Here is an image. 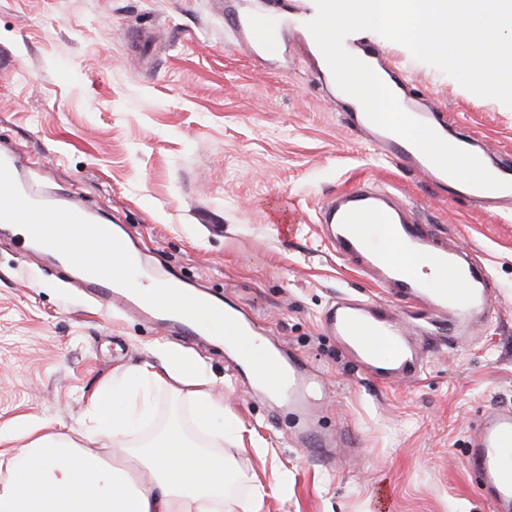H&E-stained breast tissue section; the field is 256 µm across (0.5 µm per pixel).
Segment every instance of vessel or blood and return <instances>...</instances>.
Returning <instances> with one entry per match:
<instances>
[{"label": "vessel or blood", "mask_w": 512, "mask_h": 512, "mask_svg": "<svg viewBox=\"0 0 512 512\" xmlns=\"http://www.w3.org/2000/svg\"><path fill=\"white\" fill-rule=\"evenodd\" d=\"M226 31L236 41L246 43L253 57L265 61L278 47L279 36L288 25L286 10L253 15L237 8L235 0H225ZM348 53L373 68L413 117L429 125L442 139L486 162L508 188L488 190L462 183L436 167L421 151L400 136L376 125L365 113L347 115L350 126L368 133L380 154L408 171L423 174L450 199L463 198L478 204L512 205V158L489 160L486 150L457 131L448 121L419 109L413 103L408 82L398 66L383 65L379 50L356 35L344 40ZM0 160L9 168L20 192L30 201L72 210L86 219L94 213L74 196H58L39 190L26 175L24 158L1 147ZM318 221L337 254L357 259L361 270L393 288L398 302L422 311L421 331L438 349H455L459 342L486 325L492 308L488 272L470 253L437 246L427 223L414 218L408 203L392 200L368 182L323 202ZM399 254H414L424 260L444 280L437 288L415 271L396 262ZM58 264L77 279L105 308L122 306L145 319L157 322L170 332L194 341L199 334L195 322L159 311L129 290L90 275L72 266L65 257ZM322 326L334 336L347 361L376 382H400L420 375L422 364L414 338L393 306L359 298H337L322 315ZM286 390L288 406L301 412L298 438L305 451L318 452L331 438L321 432L305 412L318 386L312 368L298 355L287 358ZM465 463L478 479L481 495L491 512H512V407L498 406L476 423L466 443Z\"/></svg>", "instance_id": "vessel-or-blood-1"}]
</instances>
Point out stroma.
<instances>
[{
    "mask_svg": "<svg viewBox=\"0 0 512 512\" xmlns=\"http://www.w3.org/2000/svg\"><path fill=\"white\" fill-rule=\"evenodd\" d=\"M367 37L448 121L491 155L512 154V107L474 100L405 46ZM345 102L300 46L287 68L256 66L209 0H0V144L320 374L312 415L337 440L317 458L297 445L298 417L281 399L233 375L224 344L206 334L191 345L237 418L222 444L234 496L255 512H490L464 453L476 418L512 404V213L469 209L382 159ZM362 180L485 263L496 290L492 322L465 345L418 339L424 372L413 382L367 379L322 327L337 297L393 300L318 224L324 198ZM19 238L15 227L0 234V427L47 420L82 433L94 395L182 340L104 311ZM150 400L141 438L174 423L210 442L180 385L160 382Z\"/></svg>",
    "mask_w": 512,
    "mask_h": 512,
    "instance_id": "stroma-1",
    "label": "stroma"
}]
</instances>
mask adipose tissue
I'll use <instances>...</instances> for the list:
<instances>
[{
    "instance_id": "1",
    "label": "adipose tissue",
    "mask_w": 512,
    "mask_h": 512,
    "mask_svg": "<svg viewBox=\"0 0 512 512\" xmlns=\"http://www.w3.org/2000/svg\"><path fill=\"white\" fill-rule=\"evenodd\" d=\"M161 369L145 365L94 397V436L76 439L47 422L0 429L22 451L0 459V512H224L232 470L223 453L177 429L136 436L152 386L168 377L191 384L200 421L234 423L212 379L191 355L164 349Z\"/></svg>"
}]
</instances>
